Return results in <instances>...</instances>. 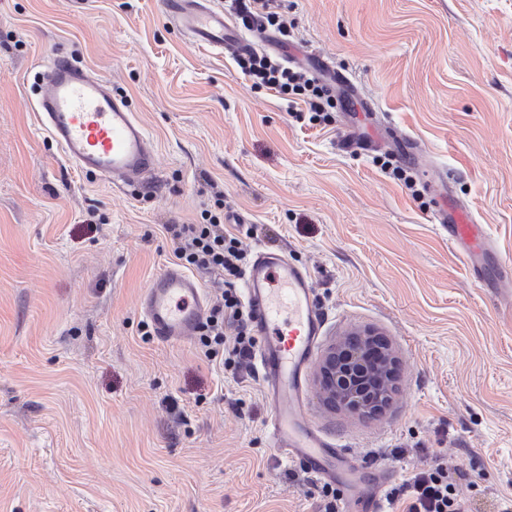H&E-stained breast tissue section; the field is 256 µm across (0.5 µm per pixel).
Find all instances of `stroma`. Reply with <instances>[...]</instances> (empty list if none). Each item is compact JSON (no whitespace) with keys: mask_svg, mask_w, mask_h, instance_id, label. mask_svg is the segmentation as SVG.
Here are the masks:
<instances>
[{"mask_svg":"<svg viewBox=\"0 0 512 512\" xmlns=\"http://www.w3.org/2000/svg\"><path fill=\"white\" fill-rule=\"evenodd\" d=\"M297 44L373 102L328 122L256 90L231 51L191 43L162 0H0V512H319L272 448L260 370L233 378L195 338L143 335L138 300L173 264L168 224L215 191L251 250L309 269L325 324L385 336L397 392L368 417L306 397L325 433L395 482L435 460L487 512L512 498V0H282ZM127 97L157 169L113 186L66 162L39 123L33 78L55 53ZM381 120L483 224L466 265L431 223L437 198L342 148Z\"/></svg>","mask_w":512,"mask_h":512,"instance_id":"1","label":"stroma"}]
</instances>
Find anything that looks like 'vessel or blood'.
<instances>
[{
    "label": "vessel or blood",
    "instance_id": "obj_1",
    "mask_svg": "<svg viewBox=\"0 0 512 512\" xmlns=\"http://www.w3.org/2000/svg\"><path fill=\"white\" fill-rule=\"evenodd\" d=\"M164 8L177 30L209 48L246 51L273 40L269 34H243L232 18L211 8L207 0H165ZM314 62L316 72L329 76L331 87L352 89L349 76L328 58L318 55ZM37 76L39 121L80 172L122 185L152 176L157 160L150 139L128 101L105 79L63 53L49 58ZM430 220L447 228L449 243L464 248L469 261H478L490 246L483 226L456 201L435 209ZM245 290L260 338L256 357L272 410L267 422L270 441L312 480H328L352 457L313 422L306 399L307 375L322 331L311 274L281 255L260 250L245 276ZM138 307L159 341L175 343L193 336L205 300L193 277L168 266L153 278ZM345 501L361 506L362 512H384L374 487L347 493Z\"/></svg>",
    "mask_w": 512,
    "mask_h": 512
}]
</instances>
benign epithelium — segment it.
I'll return each mask as SVG.
<instances>
[{
  "instance_id": "benign-epithelium-1",
  "label": "benign epithelium",
  "mask_w": 512,
  "mask_h": 512,
  "mask_svg": "<svg viewBox=\"0 0 512 512\" xmlns=\"http://www.w3.org/2000/svg\"><path fill=\"white\" fill-rule=\"evenodd\" d=\"M376 332L369 328L351 330L325 352L320 366V387L324 398L331 404L360 416L375 413L373 402L365 399L363 388L370 379L388 371L394 377L395 356H390L385 366L372 362L366 343Z\"/></svg>"
}]
</instances>
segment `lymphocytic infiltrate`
Masks as SVG:
<instances>
[{
	"instance_id": "1",
	"label": "lymphocytic infiltrate",
	"mask_w": 512,
	"mask_h": 512,
	"mask_svg": "<svg viewBox=\"0 0 512 512\" xmlns=\"http://www.w3.org/2000/svg\"><path fill=\"white\" fill-rule=\"evenodd\" d=\"M237 23L249 31H272L289 41L291 28L278 10V0H226ZM240 72L253 88L269 89L289 105L304 104L311 121L324 122L336 98L309 72L285 65L265 53L245 51L235 57ZM224 194L215 192L212 208L202 210L196 224H169L165 230L174 243L179 266L206 278L210 299L196 330L198 346L208 363L239 375L258 344L251 315L238 283L251 252L247 237L224 226ZM390 505L402 512H472L471 502L448 480V469L436 464L414 471L387 495Z\"/></svg>"
}]
</instances>
